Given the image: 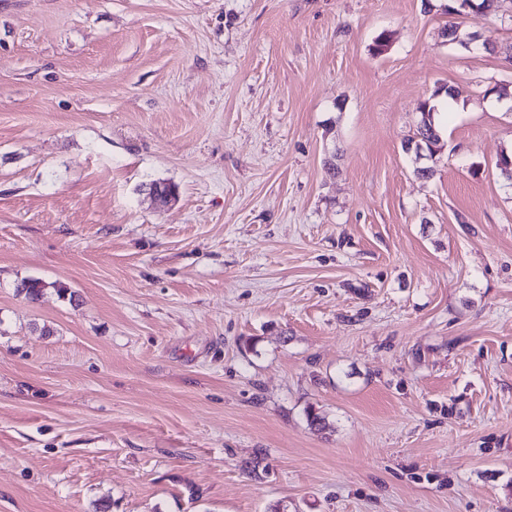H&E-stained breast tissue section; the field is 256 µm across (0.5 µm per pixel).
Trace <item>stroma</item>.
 <instances>
[{
  "label": "stroma",
  "mask_w": 512,
  "mask_h": 512,
  "mask_svg": "<svg viewBox=\"0 0 512 512\" xmlns=\"http://www.w3.org/2000/svg\"><path fill=\"white\" fill-rule=\"evenodd\" d=\"M432 3L0 0V512H512V9ZM434 108L435 106L431 104L429 98L423 100L419 104L421 119L414 134V138H418V141L421 143L423 148L422 155L419 153V147L413 149L416 160H420L422 158L432 160V158L439 152L440 147H438V143L442 140V136L436 122V115L438 112H434ZM436 134L439 135V138ZM432 145L437 148L434 149Z\"/></svg>",
  "instance_id": "obj_1"
}]
</instances>
